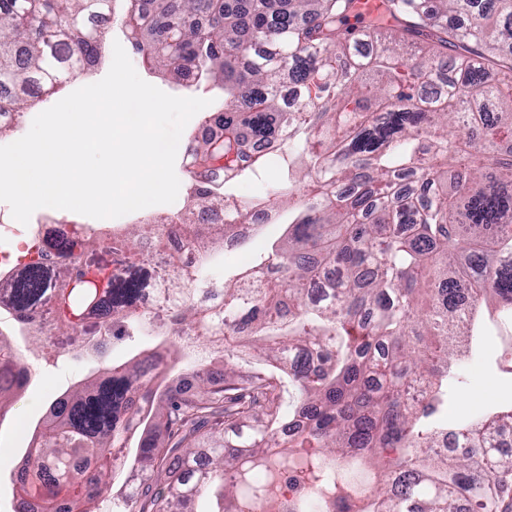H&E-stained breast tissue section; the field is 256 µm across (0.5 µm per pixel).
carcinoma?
Instances as JSON below:
<instances>
[{
    "label": "carcinoma",
    "instance_id": "1",
    "mask_svg": "<svg viewBox=\"0 0 512 512\" xmlns=\"http://www.w3.org/2000/svg\"><path fill=\"white\" fill-rule=\"evenodd\" d=\"M115 0H0V114L22 118L102 59L98 22ZM128 41L179 85L194 76L224 86L218 132L193 158L224 168V182L194 180L178 211L186 243L200 212L224 207V231L190 276L164 292L168 321L140 308L142 280L112 271L98 239L54 248L63 271L48 288L36 266L0 278L21 326L45 359L57 338L163 336L182 360L188 340L219 344L224 374L193 394L155 401L159 363L135 357L81 380L52 404L41 442L15 482L44 512H101L108 478L126 463L156 473L112 512H258L288 473L330 512H512V398L448 425V396L489 321L512 327V0H384L363 44L342 36L357 0H125ZM463 18L450 28L448 16ZM492 119L478 122L472 102ZM288 146L283 179L260 202L236 179L268 160L238 156L250 142ZM288 210L283 233L219 288L213 258L244 246L268 213ZM163 221L112 230V252L163 235ZM55 323L27 314L46 291ZM241 336L257 358L244 370L224 341ZM27 359L0 333V412L27 379ZM512 376V343L495 356ZM457 438L435 453L440 437Z\"/></svg>",
    "mask_w": 512,
    "mask_h": 512
}]
</instances>
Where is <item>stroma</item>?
Returning a JSON list of instances; mask_svg holds the SVG:
<instances>
[{
	"instance_id": "stroma-1",
	"label": "stroma",
	"mask_w": 512,
	"mask_h": 512,
	"mask_svg": "<svg viewBox=\"0 0 512 512\" xmlns=\"http://www.w3.org/2000/svg\"><path fill=\"white\" fill-rule=\"evenodd\" d=\"M127 55L143 80L168 94L208 98L217 104L224 100L223 90L212 83L203 81L184 88L162 73L149 71L135 50H128ZM155 349L154 340L134 338L117 344L110 357L103 360L76 359L66 354L55 364L46 362L36 353H28L32 377L5 417L0 419V512H13L21 494L13 474L21 465L35 436L42 431L53 400L86 376ZM493 350V340H486L479 355L465 364L466 390L463 396L449 403V419L467 417L490 407L492 400L500 401L512 395V382L495 374L491 367Z\"/></svg>"
}]
</instances>
